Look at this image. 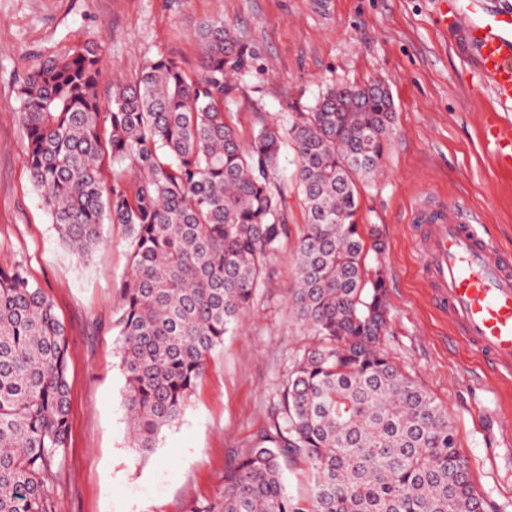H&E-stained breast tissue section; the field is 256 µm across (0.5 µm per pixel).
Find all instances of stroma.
<instances>
[{"label": "stroma", "instance_id": "35a3bbf8", "mask_svg": "<svg viewBox=\"0 0 512 512\" xmlns=\"http://www.w3.org/2000/svg\"><path fill=\"white\" fill-rule=\"evenodd\" d=\"M452 0H0V265L23 259L53 301L68 345L70 433L57 467L54 512H188L213 499L224 469L250 447L279 407L295 355L311 344L288 307L305 213L292 147L279 181L288 237L268 262L254 303L212 353L182 418L154 452L131 446L125 379L112 320L129 274L120 228L90 260L59 239L32 186L16 114L20 79L45 58L98 44L101 95L144 61L175 58L200 71L197 25L220 18L251 46L246 76L224 102L242 139L288 125L337 83L380 80L394 102L381 176L359 183V221L376 225L386 250L390 321L384 348L448 410L477 491L512 512V381L486 367L441 311L420 271L414 204L427 195L481 213L500 252L512 255V172L482 136L483 87L460 28L444 29Z\"/></svg>", "mask_w": 512, "mask_h": 512}]
</instances>
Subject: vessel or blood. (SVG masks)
Wrapping results in <instances>:
<instances>
[{
  "mask_svg": "<svg viewBox=\"0 0 512 512\" xmlns=\"http://www.w3.org/2000/svg\"><path fill=\"white\" fill-rule=\"evenodd\" d=\"M439 22L447 29L464 27L486 86L500 105L512 102V8L491 10L485 0H455ZM483 136L497 166L511 171L512 121L489 116ZM413 220L425 227L419 238L421 270L435 288L437 304L489 364L511 376L512 261L485 238L479 216L445 201L419 200Z\"/></svg>",
  "mask_w": 512,
  "mask_h": 512,
  "instance_id": "b4317fda",
  "label": "vessel or blood"
}]
</instances>
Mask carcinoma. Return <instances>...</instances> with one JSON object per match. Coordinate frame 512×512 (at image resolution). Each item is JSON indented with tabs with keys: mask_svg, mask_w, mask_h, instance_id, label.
Listing matches in <instances>:
<instances>
[{
	"mask_svg": "<svg viewBox=\"0 0 512 512\" xmlns=\"http://www.w3.org/2000/svg\"><path fill=\"white\" fill-rule=\"evenodd\" d=\"M197 36L194 77L162 55L102 99L103 56L82 45L18 88L30 179L59 238L87 260L103 224L124 234L131 268L113 325L132 447L152 452L182 417L288 237L277 169L289 141L306 216L289 303L312 344L292 361L272 422L225 468L219 496L189 512H495L474 489L447 409L381 347L386 280L366 264L373 232L358 220L357 180L382 165L387 85L333 86L288 128L267 125L245 142L224 97L253 52L222 19L201 22ZM68 415L64 325L16 260L0 267V512H54ZM300 459L312 483L302 502L284 486Z\"/></svg>",
	"mask_w": 512,
	"mask_h": 512,
	"instance_id": "1",
	"label": "carcinoma"
}]
</instances>
